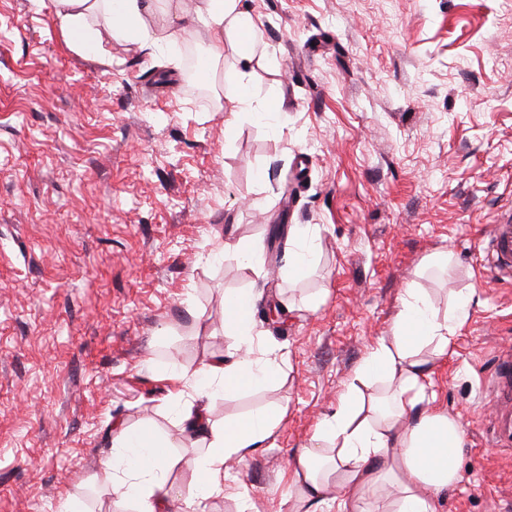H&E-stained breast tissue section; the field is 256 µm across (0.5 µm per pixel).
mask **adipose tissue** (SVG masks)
<instances>
[{
    "label": "adipose tissue",
    "mask_w": 512,
    "mask_h": 512,
    "mask_svg": "<svg viewBox=\"0 0 512 512\" xmlns=\"http://www.w3.org/2000/svg\"><path fill=\"white\" fill-rule=\"evenodd\" d=\"M46 1L61 31L82 49L97 41L90 27L94 19L104 22L108 35L141 48L177 39L176 31L160 33L152 25L159 0H35ZM191 21L208 31L211 59L232 51L236 90L229 100L235 111H250V69L261 24L246 0H197ZM467 315L468 302L462 299L453 319H439L421 289H406L389 336L363 360L356 386L339 398L311 447L289 464L298 506L321 505L326 512H438L439 496L460 478L465 431L456 419L431 408L420 352L430 346L436 355L445 354ZM279 369L276 360L264 357L228 365L219 359L190 373L169 370L173 398L183 405L178 428L198 436L202 445L194 460L197 478L184 496L189 512L222 496L226 462L260 447L282 419L281 409L271 408L219 422L213 418L214 402L274 380ZM173 445L170 437L159 441L141 430L118 431L113 457L103 464V483L118 487L137 512H165L168 472L177 464L170 454Z\"/></svg>",
    "instance_id": "1"
}]
</instances>
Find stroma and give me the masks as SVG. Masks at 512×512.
Wrapping results in <instances>:
<instances>
[{"instance_id":"obj_1","label":"stroma","mask_w":512,"mask_h":512,"mask_svg":"<svg viewBox=\"0 0 512 512\" xmlns=\"http://www.w3.org/2000/svg\"><path fill=\"white\" fill-rule=\"evenodd\" d=\"M247 2L262 42L254 109L235 114L232 55L198 75L206 100L170 61L209 52L193 0L154 17L174 47L90 50L51 7L0 0V512H132L99 479L113 432L175 433L164 372L240 357L236 293L282 371L213 416L285 415L205 512H289L291 458L409 287L442 319L469 300L424 379L466 437L440 512H512L491 392L512 278L487 239L512 216V0ZM298 230L316 250L291 279ZM228 302H231V308L227 306ZM251 303L252 297L249 294L224 297V331L234 336L248 351H251L256 340L250 318Z\"/></svg>"}]
</instances>
